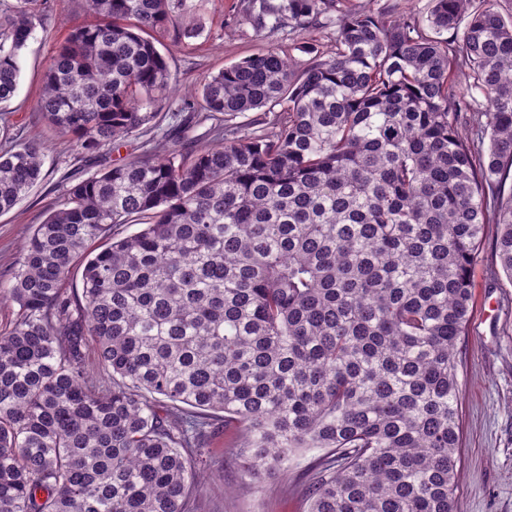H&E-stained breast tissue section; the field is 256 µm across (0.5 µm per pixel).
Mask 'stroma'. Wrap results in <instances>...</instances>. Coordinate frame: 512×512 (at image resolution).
I'll return each instance as SVG.
<instances>
[{
	"instance_id": "obj_1",
	"label": "stroma",
	"mask_w": 512,
	"mask_h": 512,
	"mask_svg": "<svg viewBox=\"0 0 512 512\" xmlns=\"http://www.w3.org/2000/svg\"><path fill=\"white\" fill-rule=\"evenodd\" d=\"M241 0H203L193 16L190 35L163 38L165 55L178 90L158 96L153 110L162 128L174 125L173 112L185 94L222 70L254 53L279 45L297 66L310 59L308 47L328 51L332 32L311 28L293 40L254 30L242 22ZM82 0H48L35 37L22 58L20 85L0 120L13 137L37 140L46 147L48 177L34 185L0 215V282L7 281L21 248L48 210L57 206L69 185L68 175L82 177L122 164L142 152L144 138L128 140L116 150L89 156L59 143L38 108L41 77L48 55L72 25L86 22ZM495 225H488L472 267L473 312L459 344L460 383L459 479L456 496L461 512H512V279L496 262ZM319 449L291 456L285 473L252 479L216 439L206 463L208 479L194 494L202 512H304V493L315 474Z\"/></svg>"
}]
</instances>
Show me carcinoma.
<instances>
[{"mask_svg":"<svg viewBox=\"0 0 512 512\" xmlns=\"http://www.w3.org/2000/svg\"><path fill=\"white\" fill-rule=\"evenodd\" d=\"M343 2L247 0L255 29L333 28L334 49L299 71L280 47L225 67L197 98L209 142L156 141L35 225L0 287V512H200L191 462L221 431L252 478L326 451L307 512H459L458 343L488 224L512 280V17ZM46 4L0 0V106ZM83 9L38 107L92 154L156 117L173 81L156 43L192 5ZM262 108L272 121L235 131ZM44 163L39 142L0 152V214ZM349 8L363 11H376L390 6L394 17L414 15L416 19L426 23L430 9L429 0H348L343 2Z\"/></svg>","mask_w":512,"mask_h":512,"instance_id":"cac0c4a2","label":"carcinoma"}]
</instances>
